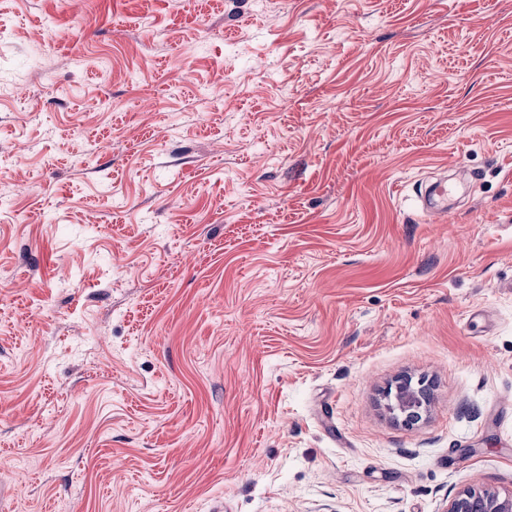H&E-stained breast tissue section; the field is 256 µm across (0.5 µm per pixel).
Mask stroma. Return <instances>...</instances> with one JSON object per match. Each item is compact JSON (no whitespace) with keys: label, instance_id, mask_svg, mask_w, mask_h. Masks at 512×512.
<instances>
[{"label":"stroma","instance_id":"obj_1","mask_svg":"<svg viewBox=\"0 0 512 512\" xmlns=\"http://www.w3.org/2000/svg\"><path fill=\"white\" fill-rule=\"evenodd\" d=\"M0 200V512L512 488V0H0ZM422 385V380L418 381L416 386L412 379H407L399 382L394 391H387L388 405L393 415L403 416L405 420L417 419L422 415L427 405V394Z\"/></svg>","mask_w":512,"mask_h":512}]
</instances>
